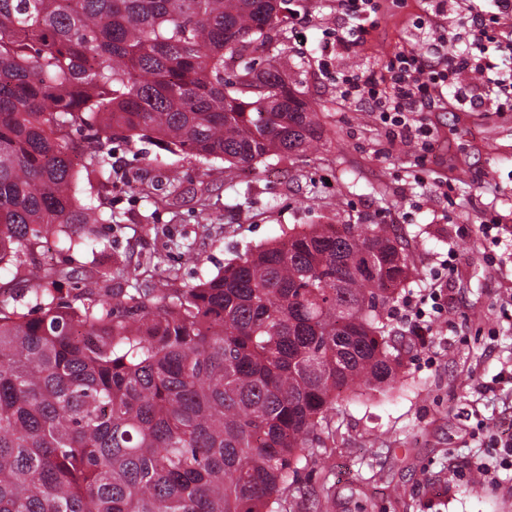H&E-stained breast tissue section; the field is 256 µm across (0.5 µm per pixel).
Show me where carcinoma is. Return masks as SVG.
<instances>
[{
	"mask_svg": "<svg viewBox=\"0 0 512 512\" xmlns=\"http://www.w3.org/2000/svg\"><path fill=\"white\" fill-rule=\"evenodd\" d=\"M287 2L0 0V271L38 312L0 292V512H282L341 394L398 378L381 310L411 268L388 224H311L184 288L101 232L138 177L119 134L242 168L322 138L277 68L236 65ZM50 239L96 256L99 292L22 269Z\"/></svg>",
	"mask_w": 512,
	"mask_h": 512,
	"instance_id": "cac0c4a2",
	"label": "carcinoma"
}]
</instances>
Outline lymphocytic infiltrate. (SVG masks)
I'll list each match as a JSON object with an SVG mask.
<instances>
[{"mask_svg": "<svg viewBox=\"0 0 512 512\" xmlns=\"http://www.w3.org/2000/svg\"><path fill=\"white\" fill-rule=\"evenodd\" d=\"M347 26L335 35L337 50L352 52L377 26L379 0H338ZM512 19V0H463L458 22L469 41L464 50L449 52L448 36L439 19L429 21L426 51L403 49L388 57L382 69L365 67L335 76L336 88L344 102H364L377 112L381 124L404 136L428 138L432 131L415 125L414 113L434 106L444 89H451L455 103L475 102L470 74L480 76L484 86L497 91L512 106V37L498 36L505 21Z\"/></svg>", "mask_w": 512, "mask_h": 512, "instance_id": "lymphocytic-infiltrate-1", "label": "lymphocytic infiltrate"}]
</instances>
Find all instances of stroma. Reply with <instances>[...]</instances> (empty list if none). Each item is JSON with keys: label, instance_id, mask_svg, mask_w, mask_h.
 <instances>
[{"label": "stroma", "instance_id": "35a3bbf8", "mask_svg": "<svg viewBox=\"0 0 512 512\" xmlns=\"http://www.w3.org/2000/svg\"><path fill=\"white\" fill-rule=\"evenodd\" d=\"M378 26L358 53L325 51L344 18L336 0H291L279 49L254 52L277 67L317 112L324 135L306 153L239 170L194 158L150 164L132 139L113 155L141 179L112 191L120 222L112 254L157 264L175 287L216 275L246 251L310 224H392L412 266L405 298L385 311L402 341V369L385 390L342 394L286 512H512V111L494 106L416 113L428 146L398 138L366 104L343 102L330 69L382 68L424 46L417 20L431 0H380ZM208 201L200 222L197 198ZM497 223L499 243L482 234ZM197 259L185 261L179 244Z\"/></svg>", "mask_w": 512, "mask_h": 512}]
</instances>
